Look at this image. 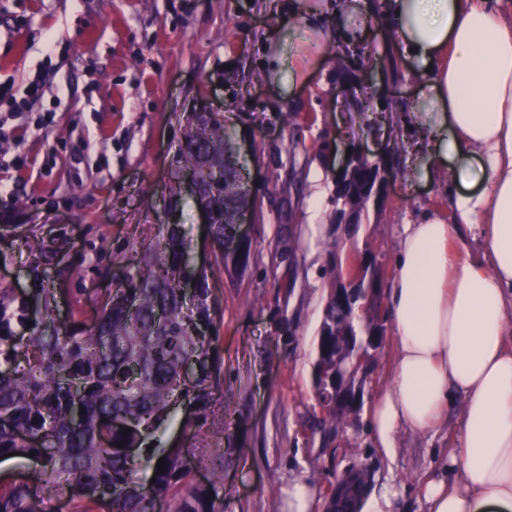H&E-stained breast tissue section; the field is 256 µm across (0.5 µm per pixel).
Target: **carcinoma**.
<instances>
[{"mask_svg":"<svg viewBox=\"0 0 512 512\" xmlns=\"http://www.w3.org/2000/svg\"><path fill=\"white\" fill-rule=\"evenodd\" d=\"M188 133L179 147L178 168L199 170L203 189L197 205L212 216L210 242L224 245L235 229L237 213L251 203L233 159L224 119L219 113L193 112L185 118ZM383 163L354 157L336 182V224L350 235L366 207ZM27 245L38 254L32 269L29 299L13 288H0V457H28L45 461L36 482L0 486V512H55L54 501L73 499L112 504V512H152L154 502L165 501L186 477L188 450L165 443L166 430L179 428L188 436L193 420H183L175 400L188 401L196 411L206 408L223 383V363L214 346L220 318L211 299L213 269L197 271L198 297L186 305L181 277L189 261L181 225L159 224L157 232L138 244L112 253L126 266L125 278L113 281L103 293L91 292L68 303V314L57 317L60 289L44 286L50 260L40 239ZM249 249L224 252L217 267H246ZM367 284L342 282L336 274L319 330L313 363L314 387L338 385L342 399L331 405L319 427L336 424L360 410L355 381L372 371L384 337L377 293L360 310L338 302L347 289H378L380 271L363 261ZM92 310L94 319L85 315ZM31 327H26L27 322ZM365 340L372 346L364 367L336 373V353L351 352L349 342ZM195 378L183 384L187 365ZM84 414H79V409ZM130 431L123 432L124 428ZM138 449L137 454L127 452ZM165 457L166 470L156 463ZM144 467L155 482L140 483L133 473ZM362 475L341 480L331 502H347L363 491ZM176 512H220L210 488L185 490Z\"/></svg>","mask_w":512,"mask_h":512,"instance_id":"cac0c4a2","label":"carcinoma"}]
</instances>
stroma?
Returning <instances> with one entry per match:
<instances>
[{"label":"stroma","instance_id":"35a3bbf8","mask_svg":"<svg viewBox=\"0 0 512 512\" xmlns=\"http://www.w3.org/2000/svg\"><path fill=\"white\" fill-rule=\"evenodd\" d=\"M295 0H0V83L11 81L24 117L0 129V285L25 295L34 258L25 235L44 239L63 278L53 288L104 290L101 268L125 273L113 249L151 237L172 180L189 113H222L241 172L256 193L242 231L243 271H215L217 351L224 385L184 440L186 481L213 485L223 512H288V487L307 483L313 512H327L338 479L365 474L368 490L392 488L390 512H427L423 488L447 476L461 429L453 405L440 428L400 429L391 452L376 448L367 419L314 434L321 418L312 363L337 271L371 252L390 284L401 225L448 209V175L430 152L408 165L420 135L411 110L424 91L419 64L395 49L384 20L350 48L325 28V49L305 67L310 34ZM55 48H48V41ZM43 80L27 100V78ZM53 121L37 128L38 117ZM394 173L373 195L355 239L336 224V179L347 150ZM321 197H314L315 187ZM322 225L311 241L307 224ZM393 330L362 386V404L391 382Z\"/></svg>","mask_w":512,"mask_h":512}]
</instances>
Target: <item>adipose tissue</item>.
<instances>
[{
    "label": "adipose tissue",
    "mask_w": 512,
    "mask_h": 512,
    "mask_svg": "<svg viewBox=\"0 0 512 512\" xmlns=\"http://www.w3.org/2000/svg\"><path fill=\"white\" fill-rule=\"evenodd\" d=\"M403 57L430 67L413 104L451 211L403 225L390 313L392 384L370 407L376 443L437 427L463 404L455 484L428 512H512V0H384Z\"/></svg>",
    "instance_id": "ef3b65f1"
}]
</instances>
